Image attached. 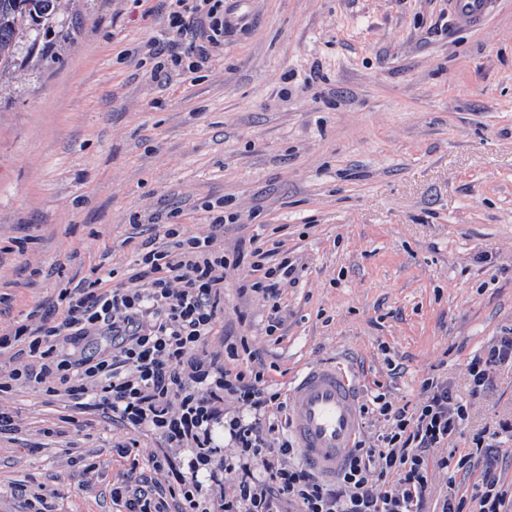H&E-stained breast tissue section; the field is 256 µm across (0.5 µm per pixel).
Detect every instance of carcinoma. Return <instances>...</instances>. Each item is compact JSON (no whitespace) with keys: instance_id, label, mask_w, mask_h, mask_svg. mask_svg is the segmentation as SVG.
<instances>
[{"instance_id":"1","label":"carcinoma","mask_w":512,"mask_h":512,"mask_svg":"<svg viewBox=\"0 0 512 512\" xmlns=\"http://www.w3.org/2000/svg\"><path fill=\"white\" fill-rule=\"evenodd\" d=\"M66 0H0V75L16 66L21 50L37 54L54 31L68 21Z\"/></svg>"}]
</instances>
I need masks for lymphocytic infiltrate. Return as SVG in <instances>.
Segmentation results:
<instances>
[{
	"label": "lymphocytic infiltrate",
	"instance_id": "lymphocytic-infiltrate-1",
	"mask_svg": "<svg viewBox=\"0 0 512 512\" xmlns=\"http://www.w3.org/2000/svg\"><path fill=\"white\" fill-rule=\"evenodd\" d=\"M171 4L172 33L191 27L208 45L223 44L224 0ZM205 210L208 234L189 232L180 212H170L126 265L63 289L58 315L35 309L0 332V390L54 382L75 405L95 404L161 440L150 463L165 483H113L118 512H283L286 504L293 512H426L435 469L450 479L475 478L471 497L448 490L440 512H512V484L496 471L500 457H512V419L466 434L469 403L435 376L422 380L413 404L370 390L361 411L374 433L359 441L335 480L295 462L292 442L279 438L288 410L282 384L252 367L246 339L225 338L220 354L205 345L224 317L228 269L247 266V290L276 312L283 288L298 281L297 262L280 241L247 255L226 250L218 233L237 214L225 212L220 199ZM93 336L112 344L90 356L75 351ZM502 366H512V331L467 359L472 393ZM230 401L236 410H226ZM227 444L234 456H225ZM173 448L182 463L172 460ZM434 448L444 456H431ZM231 468L240 478L227 491L219 476Z\"/></svg>",
	"mask_w": 512,
	"mask_h": 512
}]
</instances>
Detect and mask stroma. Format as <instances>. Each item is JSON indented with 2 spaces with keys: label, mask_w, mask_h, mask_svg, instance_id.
<instances>
[{
  "label": "stroma",
  "mask_w": 512,
  "mask_h": 512,
  "mask_svg": "<svg viewBox=\"0 0 512 512\" xmlns=\"http://www.w3.org/2000/svg\"><path fill=\"white\" fill-rule=\"evenodd\" d=\"M76 33L0 76V327L49 308L95 265L153 234L134 216L204 202L238 223L224 246L285 241L302 270L269 304L228 270L225 334L249 337L273 380L339 362L397 403L447 378L470 431L512 417V369L471 395L464 364L512 329V0L458 28L448 0H227L224 45L193 78L155 74L163 0H69ZM0 512H116V446L158 437L31 388L0 392ZM96 466L92 491L78 488Z\"/></svg>",
  "instance_id": "1"
}]
</instances>
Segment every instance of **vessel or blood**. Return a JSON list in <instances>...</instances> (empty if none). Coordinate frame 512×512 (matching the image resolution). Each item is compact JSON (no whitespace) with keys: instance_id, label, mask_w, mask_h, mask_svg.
I'll return each mask as SVG.
<instances>
[{"instance_id":"obj_1","label":"vessel or blood","mask_w":512,"mask_h":512,"mask_svg":"<svg viewBox=\"0 0 512 512\" xmlns=\"http://www.w3.org/2000/svg\"><path fill=\"white\" fill-rule=\"evenodd\" d=\"M495 0H449L463 25L482 21ZM288 429L302 462L335 478L360 439V395L343 364L311 365L288 385Z\"/></svg>"}]
</instances>
